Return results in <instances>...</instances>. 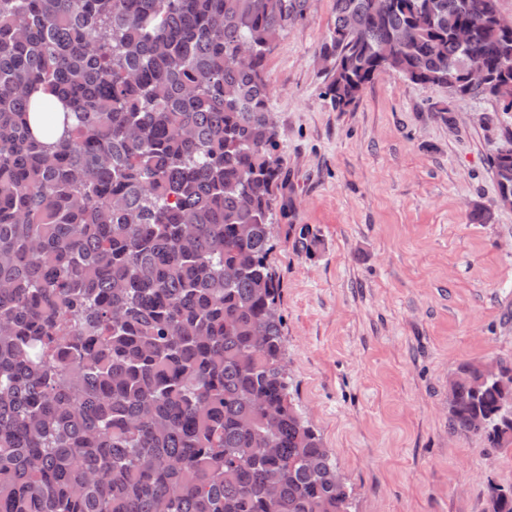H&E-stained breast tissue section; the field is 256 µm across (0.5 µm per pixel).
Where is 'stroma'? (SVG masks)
<instances>
[{
    "instance_id": "obj_1",
    "label": "stroma",
    "mask_w": 512,
    "mask_h": 512,
    "mask_svg": "<svg viewBox=\"0 0 512 512\" xmlns=\"http://www.w3.org/2000/svg\"><path fill=\"white\" fill-rule=\"evenodd\" d=\"M307 16L267 62L289 390L350 512H485L488 483L512 486V448L451 429L448 382L465 362L512 361V209L489 170L512 112L389 74L335 111L319 55L334 0Z\"/></svg>"
}]
</instances>
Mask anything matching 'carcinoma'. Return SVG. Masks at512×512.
Segmentation results:
<instances>
[{
    "label": "carcinoma",
    "mask_w": 512,
    "mask_h": 512,
    "mask_svg": "<svg viewBox=\"0 0 512 512\" xmlns=\"http://www.w3.org/2000/svg\"><path fill=\"white\" fill-rule=\"evenodd\" d=\"M498 2L334 0L325 96L480 66L468 97L512 112ZM306 4L0 0V512H349L288 391L268 262L267 61ZM490 170L505 206L512 153ZM507 371L457 369L454 431L512 447Z\"/></svg>",
    "instance_id": "carcinoma-1"
}]
</instances>
